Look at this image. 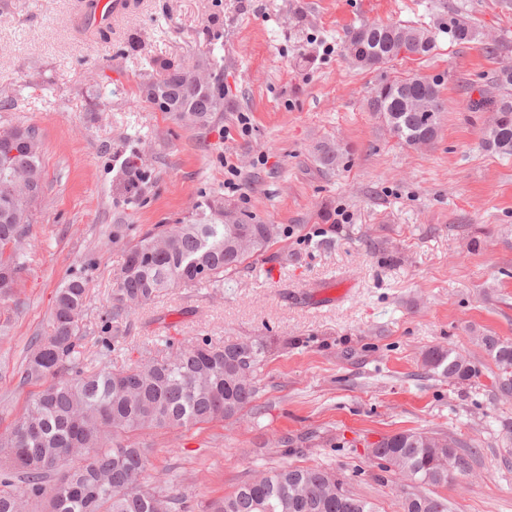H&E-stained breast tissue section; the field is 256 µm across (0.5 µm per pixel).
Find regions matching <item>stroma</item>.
I'll return each mask as SVG.
<instances>
[{
	"mask_svg": "<svg viewBox=\"0 0 512 512\" xmlns=\"http://www.w3.org/2000/svg\"><path fill=\"white\" fill-rule=\"evenodd\" d=\"M104 36L82 32L84 0H0V131L41 136L44 191L28 259L0 301V434L43 382L21 377L32 337L47 335L57 288H90L84 360L113 366L144 346L262 338L273 352L244 421L151 429L146 483L164 481L187 512L257 472L322 467L379 512H403L402 481L367 447L412 429L448 435L466 475L439 488L449 512H512V396L497 388L483 337L512 340V157L485 151L512 95V0H129ZM477 31L461 44L451 18ZM399 22L430 31L428 56L357 67L343 32ZM224 66V110L190 127L146 101L163 62ZM437 83L445 112L432 143L408 147L367 101L383 83ZM331 144L334 168L317 160ZM133 192L116 186L128 169ZM232 181L237 191L225 189ZM276 224L270 259L251 258L221 286L173 288L112 319L124 245L191 219L204 197ZM450 348L478 369L453 382L426 351Z\"/></svg>",
	"mask_w": 512,
	"mask_h": 512,
	"instance_id": "1",
	"label": "stroma"
}]
</instances>
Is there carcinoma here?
<instances>
[{"instance_id":"obj_1","label":"carcinoma","mask_w":512,"mask_h":512,"mask_svg":"<svg viewBox=\"0 0 512 512\" xmlns=\"http://www.w3.org/2000/svg\"><path fill=\"white\" fill-rule=\"evenodd\" d=\"M455 39H475L472 26L453 22ZM355 63L377 68L399 57V49L426 56L435 48L428 31L401 23L362 24L347 30ZM210 72L207 111L185 108L203 92L199 80ZM152 89L170 98L168 111L187 125H206L224 111V80L216 63L199 59L164 65ZM493 124L482 146L512 155V98L492 102ZM384 115L402 143H429L438 134L443 101L435 83L422 77L395 79L368 100ZM29 145L18 150L11 167L0 169V298L12 295L24 265L22 245L31 234L32 203L27 186L44 187L41 141L33 127H13ZM280 234L276 224L238 216L222 198H207L196 217L184 224H160L124 249L115 281L112 316L147 304L178 287L216 285L249 257H261ZM89 288L79 279L56 291L51 332L31 340L23 373L28 380L52 378L33 396L10 432L0 435V512H28L48 500L49 512H186L184 497L170 488L143 483L147 451L127 434L156 428H191L237 419L253 402L257 376L271 353L265 340L213 342L204 339L161 355L144 349L133 364L119 370L107 363L93 369L80 361ZM498 369V389L512 394V340L484 338ZM429 370L451 380L477 374L474 365L440 347L424 359ZM456 441L432 431H404L382 438L368 457L383 472H393L421 487H439L467 472ZM403 512H448V499L434 493L404 492ZM210 512H379L376 505L345 487L326 468L283 467L244 482L232 495L210 504Z\"/></svg>"}]
</instances>
